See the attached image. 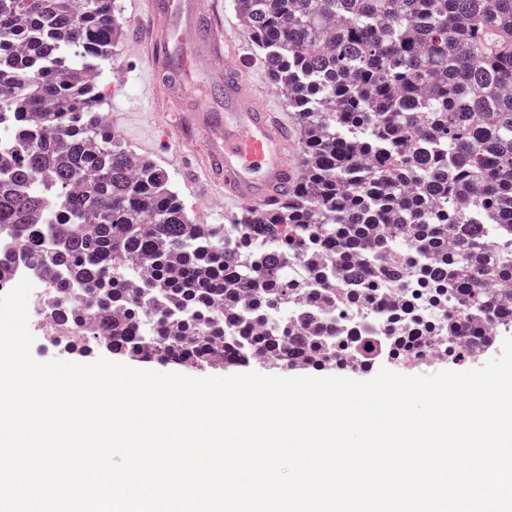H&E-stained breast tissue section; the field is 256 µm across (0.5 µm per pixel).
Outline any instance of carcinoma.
Segmentation results:
<instances>
[{"mask_svg":"<svg viewBox=\"0 0 512 512\" xmlns=\"http://www.w3.org/2000/svg\"><path fill=\"white\" fill-rule=\"evenodd\" d=\"M296 121L288 196L193 224L94 112L112 0H0V228L92 303L61 339L184 366L475 360L512 309V0H234ZM79 50L81 63L65 66ZM57 242L39 247L36 229ZM149 271L143 287L128 281ZM322 287L310 292V280ZM388 288L416 302L354 318ZM20 139L21 133L13 124L10 113L4 112L0 117V154L10 153Z\"/></svg>","mask_w":512,"mask_h":512,"instance_id":"carcinoma-1","label":"carcinoma"}]
</instances>
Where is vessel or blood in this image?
<instances>
[{"mask_svg":"<svg viewBox=\"0 0 512 512\" xmlns=\"http://www.w3.org/2000/svg\"><path fill=\"white\" fill-rule=\"evenodd\" d=\"M232 52L229 41L211 49L215 69L224 72V102L233 119L224 125L210 166L224 174L225 201L263 205L284 196L296 169L288 158L286 123L254 105L240 66L223 60Z\"/></svg>","mask_w":512,"mask_h":512,"instance_id":"b4317fda","label":"vessel or blood"}]
</instances>
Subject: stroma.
<instances>
[{"label":"stroma","instance_id":"stroma-1","mask_svg":"<svg viewBox=\"0 0 512 512\" xmlns=\"http://www.w3.org/2000/svg\"><path fill=\"white\" fill-rule=\"evenodd\" d=\"M166 0H114L122 33L100 64L97 112L107 117L116 138L138 157L154 161L169 177L191 223L230 224L242 206L224 200V190L206 186L203 160L209 142L196 132L200 113L224 115V95L209 81V59L198 56L189 69L178 71L177 85L163 86V62L153 49L147 22L148 4L164 9ZM201 23L211 28L210 40L235 33L238 63L253 84L254 101L280 116L288 108L268 74L261 53L245 36L232 0H204Z\"/></svg>","mask_w":512,"mask_h":512}]
</instances>
